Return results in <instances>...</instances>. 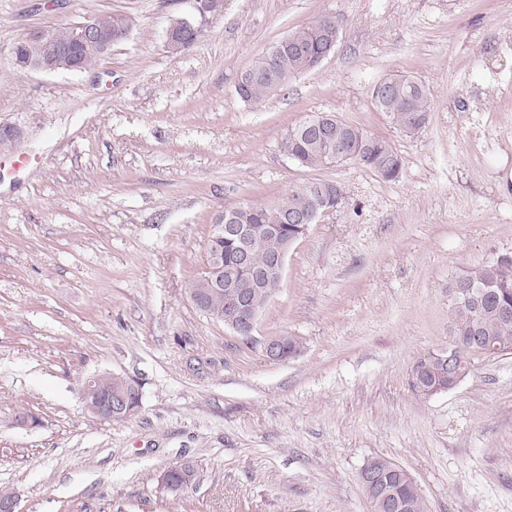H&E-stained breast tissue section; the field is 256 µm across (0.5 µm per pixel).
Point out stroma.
Returning a JSON list of instances; mask_svg holds the SVG:
<instances>
[{
	"mask_svg": "<svg viewBox=\"0 0 512 512\" xmlns=\"http://www.w3.org/2000/svg\"><path fill=\"white\" fill-rule=\"evenodd\" d=\"M192 13L0 0V126L18 134L0 146V490L18 512H371L357 475L383 457L429 512H512V354L425 402L406 384L448 344L451 282L512 254V0H224L170 52ZM326 13L339 38L321 67L243 103L253 61ZM112 14L132 32L90 68L14 67L30 29ZM392 75L432 92L416 134L371 102ZM326 112L389 140L399 179L296 165L289 131ZM316 178L346 198L293 245L260 316L259 337L300 346L273 361L186 286L226 205ZM106 373L138 384L134 417L85 410V381ZM185 461L195 479L171 492L162 477Z\"/></svg>",
	"mask_w": 512,
	"mask_h": 512,
	"instance_id": "35a3bbf8",
	"label": "stroma"
}]
</instances>
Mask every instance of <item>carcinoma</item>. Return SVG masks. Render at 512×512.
<instances>
[{
    "label": "carcinoma",
    "mask_w": 512,
    "mask_h": 512,
    "mask_svg": "<svg viewBox=\"0 0 512 512\" xmlns=\"http://www.w3.org/2000/svg\"><path fill=\"white\" fill-rule=\"evenodd\" d=\"M297 47L275 42L259 55L242 75L236 86V93L244 103L259 104L283 92L298 76L318 69L317 61L327 46L336 40V25L321 16L306 26L290 33ZM396 86L385 93L370 89L375 108L387 114L398 129L412 133L415 122L429 120L433 108L432 94L420 80L394 75ZM336 122V140L322 142L310 135L308 122L293 128L285 140L288 155L301 168L321 170L330 167V155L339 151L354 162L384 181H395L402 171V158L393 145L382 138L369 134L363 128L340 119ZM342 186L327 179H313L305 183L302 193L292 189L288 196L272 204L246 206L232 204L224 207L215 223L232 219L236 224H250L254 227L252 257L255 266L264 265L267 256L279 247L280 240L268 231L272 224L282 223L283 214L299 205L305 212H313L325 205L326 200ZM207 249L216 253L221 265L227 267L234 262L236 246L224 240L209 239ZM456 282H469L473 287L466 289L448 303V336L464 339L481 336L480 343H466L462 350L465 368L472 369L477 357H493L492 350L500 348L505 354H512V321L505 322L496 314L500 306L512 307V261L482 263ZM418 372L424 380L433 382L446 368L437 360L418 361ZM365 467L383 475L389 490L403 498L407 512H427L426 502L413 477L399 465L382 457H375Z\"/></svg>",
    "instance_id": "1"
}]
</instances>
